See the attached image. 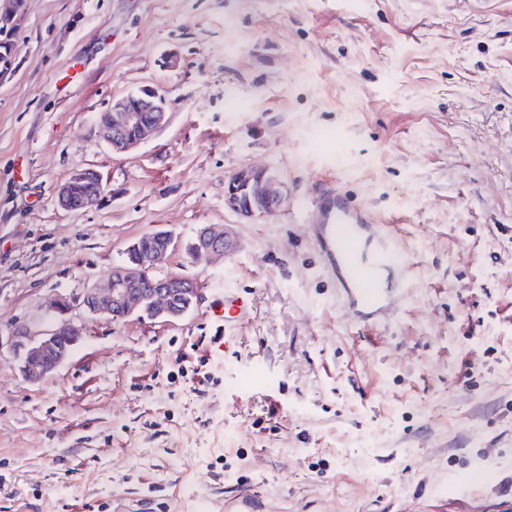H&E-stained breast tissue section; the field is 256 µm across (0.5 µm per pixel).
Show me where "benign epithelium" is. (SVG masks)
I'll return each instance as SVG.
<instances>
[{
    "instance_id": "benign-epithelium-1",
    "label": "benign epithelium",
    "mask_w": 512,
    "mask_h": 512,
    "mask_svg": "<svg viewBox=\"0 0 512 512\" xmlns=\"http://www.w3.org/2000/svg\"><path fill=\"white\" fill-rule=\"evenodd\" d=\"M22 7V0H0V33L8 31ZM167 120L164 97L154 89H141L112 104L101 128L116 152H126L160 129ZM106 192L102 177L93 170L73 174L58 189V203L67 210H87L99 205ZM285 202L282 185L266 168L242 167L224 185V205L251 217L272 214ZM175 246L172 233L155 229L125 249L124 262L112 268L103 282L78 298L59 296L49 306L46 329L22 328L0 335V357L9 354L24 380L36 382L56 371L81 342L83 330L68 312L79 304L90 314L114 321L147 316L173 322L190 313L199 301L197 283L187 277H158L155 271ZM239 242L224 225L202 227L189 243L190 258L197 262L210 256L235 253Z\"/></svg>"
}]
</instances>
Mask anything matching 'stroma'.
Masks as SVG:
<instances>
[{"label": "stroma", "mask_w": 512, "mask_h": 512, "mask_svg": "<svg viewBox=\"0 0 512 512\" xmlns=\"http://www.w3.org/2000/svg\"><path fill=\"white\" fill-rule=\"evenodd\" d=\"M0 40V334L160 227L159 275L200 293L172 323L73 307L84 336L36 383L0 358V512H507L512 0H23ZM143 88L168 121L114 153L98 116ZM249 166L283 182L276 213L225 207ZM83 170L104 199L62 209ZM330 182L401 249L389 325L354 329L324 272ZM206 224L239 250L194 263Z\"/></svg>", "instance_id": "obj_1"}]
</instances>
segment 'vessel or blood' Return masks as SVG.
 Returning <instances> with one entry per match:
<instances>
[{
    "label": "vessel or blood",
    "instance_id": "obj_1",
    "mask_svg": "<svg viewBox=\"0 0 512 512\" xmlns=\"http://www.w3.org/2000/svg\"><path fill=\"white\" fill-rule=\"evenodd\" d=\"M310 231L327 257L326 271L357 327L387 320L389 297L404 288V264L386 225L371 221L340 189L329 188L313 202Z\"/></svg>",
    "mask_w": 512,
    "mask_h": 512
}]
</instances>
